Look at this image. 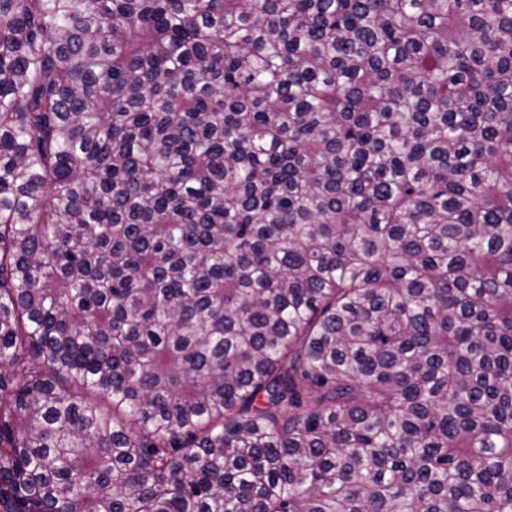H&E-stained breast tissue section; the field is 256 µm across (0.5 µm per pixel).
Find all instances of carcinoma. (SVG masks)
I'll return each mask as SVG.
<instances>
[{
    "instance_id": "1",
    "label": "carcinoma",
    "mask_w": 512,
    "mask_h": 512,
    "mask_svg": "<svg viewBox=\"0 0 512 512\" xmlns=\"http://www.w3.org/2000/svg\"><path fill=\"white\" fill-rule=\"evenodd\" d=\"M0 512H512V0H0Z\"/></svg>"
}]
</instances>
